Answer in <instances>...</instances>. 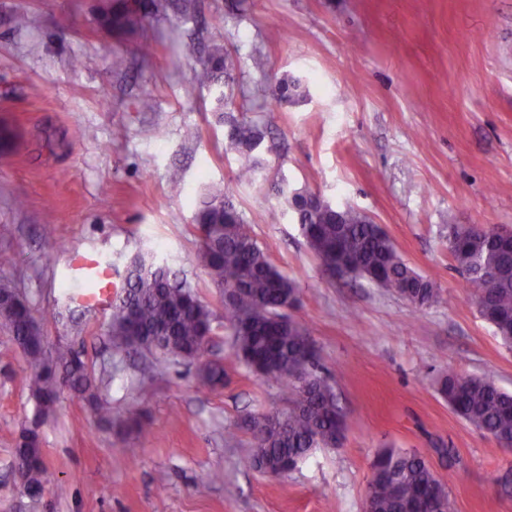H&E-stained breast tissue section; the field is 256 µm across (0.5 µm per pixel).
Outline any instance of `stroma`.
Wrapping results in <instances>:
<instances>
[{
	"mask_svg": "<svg viewBox=\"0 0 512 512\" xmlns=\"http://www.w3.org/2000/svg\"><path fill=\"white\" fill-rule=\"evenodd\" d=\"M101 2L0 0V252L13 258L0 283L26 298L47 349L70 346L106 382L112 418L96 422L81 396L64 393L41 428L46 486L31 501L13 469L34 407L28 368L0 325V512H364L386 446L418 449L452 475L458 512H512L500 486L512 449L456 414L437 384L453 370L512 393V349L448 250L452 224L512 231V0H194L188 11L154 0L131 33L97 25ZM216 45L229 78L186 95ZM280 82L287 97L266 106ZM236 121L265 133L251 153L227 148ZM247 165L254 179L239 182ZM282 186L380 224L447 304L419 309L368 280L331 276ZM215 188L295 283L291 316L347 418L340 447L314 449L279 477L241 465L254 446L247 420L284 410L287 395L231 357L224 297L197 264L193 216ZM77 249L119 285L139 253L186 279L214 313L208 356L224 363L223 387L199 390L183 362L111 351L106 312L66 323V259ZM137 420L152 435L141 437Z\"/></svg>",
	"mask_w": 512,
	"mask_h": 512,
	"instance_id": "obj_1",
	"label": "stroma"
}]
</instances>
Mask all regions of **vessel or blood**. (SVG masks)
I'll return each instance as SVG.
<instances>
[{"mask_svg":"<svg viewBox=\"0 0 512 512\" xmlns=\"http://www.w3.org/2000/svg\"><path fill=\"white\" fill-rule=\"evenodd\" d=\"M70 281L78 288L72 293V301L80 307L93 310H110L112 307L111 269L93 254L73 251L68 255Z\"/></svg>","mask_w":512,"mask_h":512,"instance_id":"1","label":"vessel or blood"}]
</instances>
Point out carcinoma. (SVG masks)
I'll list each match as a JSON object with an SVG mask.
<instances>
[{
	"label": "carcinoma",
	"instance_id": "carcinoma-1",
	"mask_svg": "<svg viewBox=\"0 0 512 512\" xmlns=\"http://www.w3.org/2000/svg\"><path fill=\"white\" fill-rule=\"evenodd\" d=\"M141 20V11L128 0H103L99 8L98 22L109 30L131 32ZM226 73L227 55L217 48L201 63L195 81L219 87ZM262 139L257 126L240 123L229 146L251 151ZM294 208L308 246L323 263L397 289L418 308L446 302L441 289L408 267L387 234L361 212L351 207L338 212L315 201L306 204L300 196ZM194 223L204 234L197 263L228 293L231 355L254 373L275 379L288 396L287 410L249 421L254 448L242 463L265 474L288 472L314 448L339 447L346 419L332 385L315 370V344L298 323L278 321L281 310L297 302L295 284L271 263L224 192L201 204ZM492 232L489 225H454L448 249L456 270L472 287L493 272L477 305L511 347L512 242L496 241ZM0 321L26 357V382L35 403L32 419L16 437L14 465L25 487L39 490L45 481L41 426L60 398L59 377L68 376L72 390L97 409L102 408L99 387L71 348L47 351L24 301H0ZM108 333L119 351L143 350L164 360L194 362L199 387L224 386V363L202 360L204 340L214 335L213 312L191 286L174 280L165 266L142 254L127 267L124 294L112 307ZM440 387L453 410L477 431L512 446V394L487 379L453 371L441 378ZM366 498L373 512H457L447 485L426 458L402 448L378 450Z\"/></svg>",
	"mask_w": 512,
	"mask_h": 512
}]
</instances>
